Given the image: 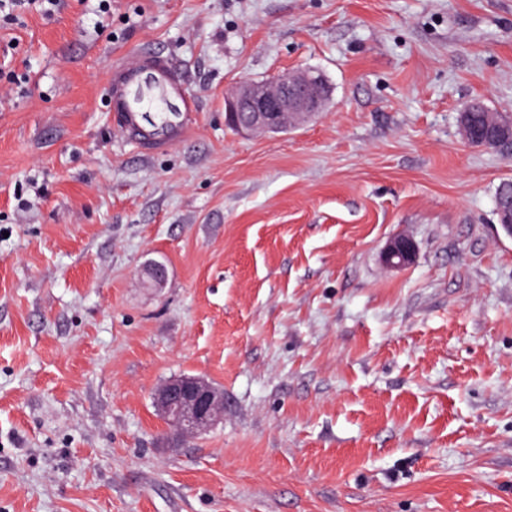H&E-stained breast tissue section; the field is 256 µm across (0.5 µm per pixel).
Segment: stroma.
I'll list each match as a JSON object with an SVG mask.
<instances>
[{"mask_svg":"<svg viewBox=\"0 0 512 512\" xmlns=\"http://www.w3.org/2000/svg\"><path fill=\"white\" fill-rule=\"evenodd\" d=\"M170 55L195 97L152 156L104 98ZM325 112L230 130L243 79ZM512 0H60L0 23V512H512ZM411 265L381 255L395 235ZM166 270L155 283L151 266ZM224 421L175 443L153 394ZM470 104H477L478 108L469 112L467 115V121L470 125V128L473 134H478L484 127V120L488 117L489 112H485L487 109L479 102H472ZM460 130L462 134V138L465 143L472 147H482V148H494L499 150H504V139L498 135L489 134L484 139L479 142H475L473 139V134L469 129L468 125L462 120H459ZM416 257V245L407 235H396L390 239L382 253V263L387 268L400 269L410 265ZM154 404L182 439L195 437L224 420V392L197 376H175L159 385Z\"/></svg>","mask_w":512,"mask_h":512,"instance_id":"obj_1","label":"stroma"}]
</instances>
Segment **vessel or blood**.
I'll list each match as a JSON object with an SVG mask.
<instances>
[{"mask_svg":"<svg viewBox=\"0 0 512 512\" xmlns=\"http://www.w3.org/2000/svg\"><path fill=\"white\" fill-rule=\"evenodd\" d=\"M106 104L127 141L144 155L184 139L196 122L182 70L155 47L139 46L111 64Z\"/></svg>","mask_w":512,"mask_h":512,"instance_id":"obj_1","label":"vessel or blood"}]
</instances>
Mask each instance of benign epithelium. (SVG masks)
Returning a JSON list of instances; mask_svg holds the SVG:
<instances>
[{"label": "benign epithelium", "instance_id": "1", "mask_svg": "<svg viewBox=\"0 0 512 512\" xmlns=\"http://www.w3.org/2000/svg\"><path fill=\"white\" fill-rule=\"evenodd\" d=\"M327 97L323 78L315 70H299L283 75L274 84L241 81L225 100L227 123L242 132L270 133L315 117L324 111ZM462 138L472 147L504 149V139L488 135L476 142L468 125L459 121ZM416 245L407 235L390 239L382 253V263L391 269L410 265ZM154 404L163 419L183 439L195 437L224 420V392L197 376H175L159 385Z\"/></svg>", "mask_w": 512, "mask_h": 512}]
</instances>
